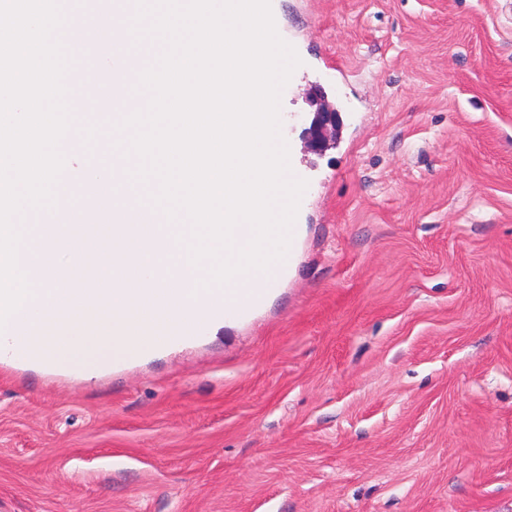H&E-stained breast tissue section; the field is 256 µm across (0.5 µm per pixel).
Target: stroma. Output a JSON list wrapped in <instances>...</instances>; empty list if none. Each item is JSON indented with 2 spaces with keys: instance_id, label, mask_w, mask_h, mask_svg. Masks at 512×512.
<instances>
[{
  "instance_id": "35a3bbf8",
  "label": "stroma",
  "mask_w": 512,
  "mask_h": 512,
  "mask_svg": "<svg viewBox=\"0 0 512 512\" xmlns=\"http://www.w3.org/2000/svg\"><path fill=\"white\" fill-rule=\"evenodd\" d=\"M271 7L287 275L146 357L1 361L0 512H512V0ZM112 124L80 114L75 164L149 195ZM337 112L320 105L309 128L310 147L321 150L325 145L328 130L336 128Z\"/></svg>"
}]
</instances>
